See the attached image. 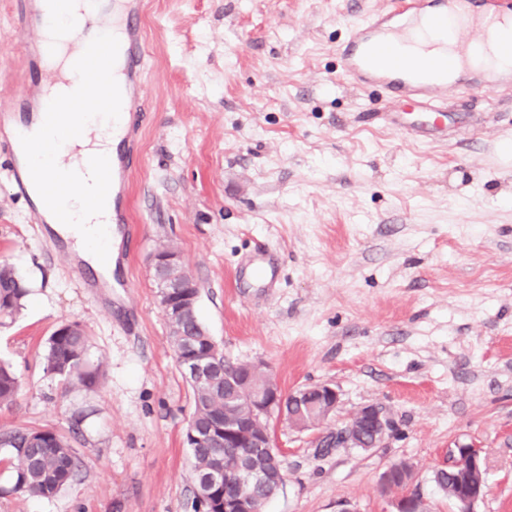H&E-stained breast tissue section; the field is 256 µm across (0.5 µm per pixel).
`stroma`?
Here are the masks:
<instances>
[{"mask_svg":"<svg viewBox=\"0 0 512 512\" xmlns=\"http://www.w3.org/2000/svg\"><path fill=\"white\" fill-rule=\"evenodd\" d=\"M389 0H151L148 118L127 190L138 226L99 307L48 225L34 221L0 153V262L25 279L0 325V361L20 379L0 435L54 431L81 462L47 499L15 491L0 448V512H198L185 429L194 406L149 256L176 245L200 288L198 315L226 359L267 363L283 392L328 383L340 428L386 407L372 450L316 451V431L269 419L286 485L264 512H392L382 475L412 465L432 512H458L433 472L458 443L482 446L489 492L475 512H512V95H450L474 136L433 142L393 130L398 106L344 77L351 25ZM23 85V43L0 0V99ZM266 249L274 291L240 285ZM82 324L90 388L47 372L49 337Z\"/></svg>","mask_w":512,"mask_h":512,"instance_id":"stroma-1","label":"stroma"}]
</instances>
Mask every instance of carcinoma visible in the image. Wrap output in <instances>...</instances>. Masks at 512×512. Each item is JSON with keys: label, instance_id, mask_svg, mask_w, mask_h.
Returning a JSON list of instances; mask_svg holds the SVG:
<instances>
[{"label": "carcinoma", "instance_id": "obj_1", "mask_svg": "<svg viewBox=\"0 0 512 512\" xmlns=\"http://www.w3.org/2000/svg\"><path fill=\"white\" fill-rule=\"evenodd\" d=\"M28 287L18 272L7 264L0 265V317H11L23 306ZM183 335L170 337L175 355L187 352L211 368L210 378L191 380L194 409L191 419L201 432L210 430L224 413L241 414L247 405L224 388V372L246 369L242 363L234 364L224 359V354L210 336L201 335L203 326L198 316L187 318L182 324ZM87 335L63 326L48 339L44 364L50 373L90 387L97 382L98 371L89 367L86 354ZM20 387L14 370L0 363V404L12 401ZM47 437L38 439L36 431H15L0 437V447L7 448L15 469L14 488L18 492L50 498L58 494L75 477L79 461L63 436L46 431ZM194 459L196 482H201L217 464L235 454V449L224 447V438L213 439L191 449ZM239 494L243 497L263 498L259 486L231 484L218 488L213 495L211 509L221 506L223 495Z\"/></svg>", "mask_w": 512, "mask_h": 512}]
</instances>
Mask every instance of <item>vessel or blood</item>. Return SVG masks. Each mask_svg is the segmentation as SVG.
I'll use <instances>...</instances> for the list:
<instances>
[{"label": "vessel or blood", "mask_w": 512, "mask_h": 512, "mask_svg": "<svg viewBox=\"0 0 512 512\" xmlns=\"http://www.w3.org/2000/svg\"><path fill=\"white\" fill-rule=\"evenodd\" d=\"M77 13L67 36L54 28V13L46 0H16L15 34L27 47L26 66L58 55L71 57L74 67L66 92L43 110L44 125L61 124L67 139H81L91 116L106 114L121 133V149L111 163L101 165L102 200L111 202L112 215L105 232L136 239L125 200V191L139 153L145 121L144 72L150 53L141 17L146 0H76ZM512 0H393L389 10L349 28L339 47L343 74L361 86L383 87L393 98L416 103L437 124L417 128L418 136L435 140L447 135L442 123L444 95L460 93L472 83L499 94L512 90V35L493 39L499 25L512 28ZM430 16V29L450 42L453 57H417L393 45L388 31L404 30L418 14ZM494 43L490 64L474 65L469 82L457 79L458 63L476 57L487 43ZM29 128L14 123L9 112L0 113V150L15 158L10 181L15 193L32 198L36 215H51L57 223L69 221L61 201L71 186L69 172L56 174L23 165ZM250 282L258 288L275 287L278 268L269 253L257 252L245 261Z\"/></svg>", "instance_id": "vessel-or-blood-1"}]
</instances>
